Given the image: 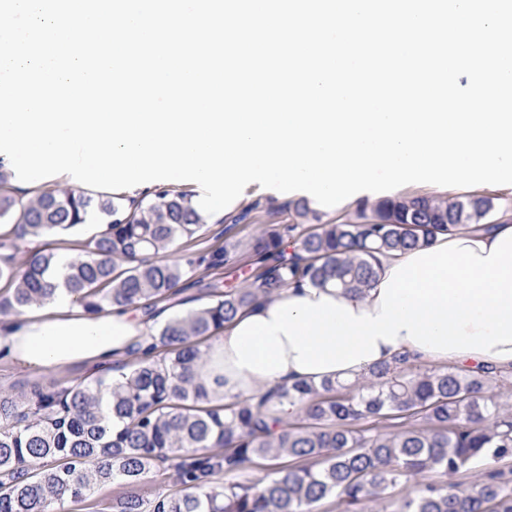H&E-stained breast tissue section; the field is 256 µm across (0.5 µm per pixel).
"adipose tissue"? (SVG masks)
<instances>
[{
	"label": "adipose tissue",
	"instance_id": "obj_1",
	"mask_svg": "<svg viewBox=\"0 0 512 512\" xmlns=\"http://www.w3.org/2000/svg\"><path fill=\"white\" fill-rule=\"evenodd\" d=\"M152 324L133 306L89 316L61 288L44 307L0 320V364L98 371L147 353ZM402 354L512 373V222L383 258L356 295L304 282L258 300L225 324L197 376L231 401L354 379Z\"/></svg>",
	"mask_w": 512,
	"mask_h": 512
}]
</instances>
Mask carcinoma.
Returning <instances> with one entry per match:
<instances>
[{
	"instance_id": "cac0c4a2",
	"label": "carcinoma",
	"mask_w": 512,
	"mask_h": 512,
	"mask_svg": "<svg viewBox=\"0 0 512 512\" xmlns=\"http://www.w3.org/2000/svg\"><path fill=\"white\" fill-rule=\"evenodd\" d=\"M11 179L1 168L0 223L13 229L0 248L84 224L101 229L63 266L53 250L34 253L23 270L5 256L0 315L49 302L60 268L83 310L97 315L114 305L151 310L196 268L229 262L221 249L196 261L165 258L177 240L200 236L207 224L187 192L160 187L145 201L63 187L28 197ZM292 209L300 221L272 224L255 239L249 259L256 273L247 287L210 282L211 302L151 334L154 360L108 383L56 381L19 398L0 394V512H66L64 505L115 481L127 492L107 512H315L331 498L343 512H372L371 504L424 472L438 479L398 499L394 512H512V411L492 395L512 385L511 375L423 370L400 355L353 382H298L227 403L195 378L207 364L198 339L214 337L257 299L302 281L360 293L376 279L379 257L443 232L479 230L497 206L471 194L361 202L334 220L304 201ZM283 402L298 412L281 426L273 408ZM480 463L476 490L452 483ZM255 467L267 471L258 482L216 481ZM157 468L179 489L148 502L139 489Z\"/></svg>"
}]
</instances>
